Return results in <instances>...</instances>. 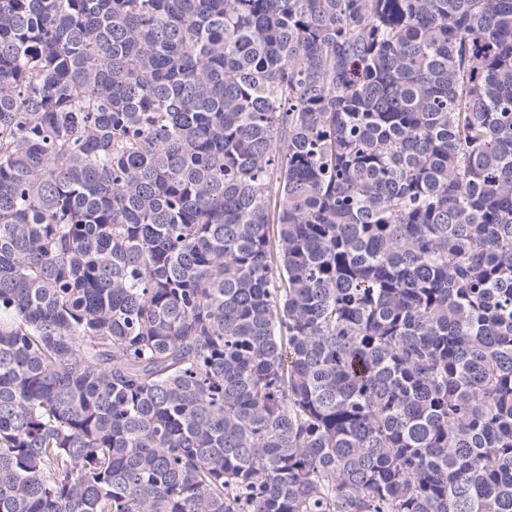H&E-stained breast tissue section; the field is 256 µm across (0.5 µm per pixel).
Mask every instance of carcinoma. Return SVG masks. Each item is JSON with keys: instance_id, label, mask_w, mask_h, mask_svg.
Masks as SVG:
<instances>
[{"instance_id": "1", "label": "carcinoma", "mask_w": 512, "mask_h": 512, "mask_svg": "<svg viewBox=\"0 0 512 512\" xmlns=\"http://www.w3.org/2000/svg\"><path fill=\"white\" fill-rule=\"evenodd\" d=\"M0 512H512V0H0Z\"/></svg>"}]
</instances>
